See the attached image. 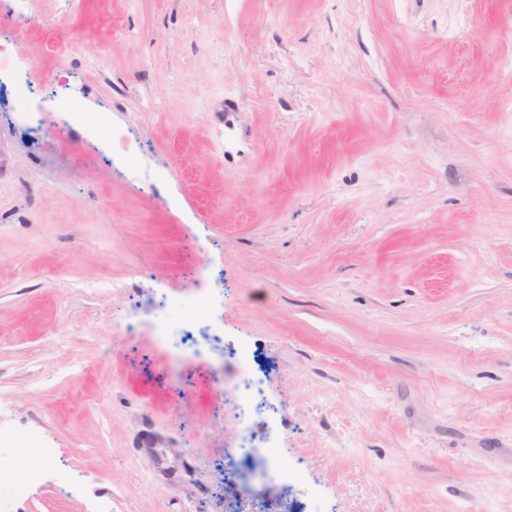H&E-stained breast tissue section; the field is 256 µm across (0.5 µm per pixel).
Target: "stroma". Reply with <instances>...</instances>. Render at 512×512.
Here are the masks:
<instances>
[{
  "label": "stroma",
  "instance_id": "35a3bbf8",
  "mask_svg": "<svg viewBox=\"0 0 512 512\" xmlns=\"http://www.w3.org/2000/svg\"><path fill=\"white\" fill-rule=\"evenodd\" d=\"M83 2L42 0L81 58L38 143L0 121V428L52 451L16 512H296L229 479L212 358L151 340L203 267L321 512H512V0Z\"/></svg>",
  "mask_w": 512,
  "mask_h": 512
}]
</instances>
